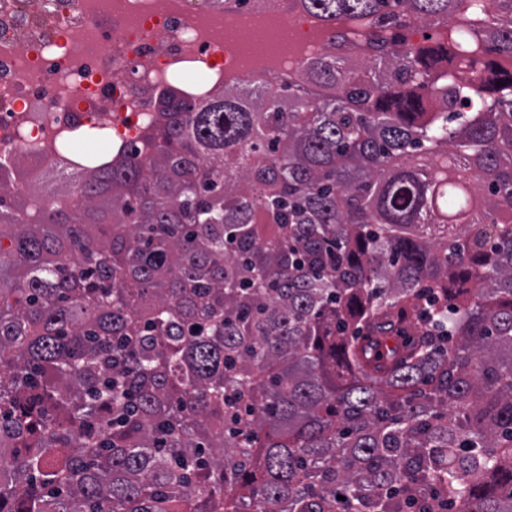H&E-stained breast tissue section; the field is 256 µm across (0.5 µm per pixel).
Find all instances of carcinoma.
<instances>
[{"label": "carcinoma", "instance_id": "1", "mask_svg": "<svg viewBox=\"0 0 512 512\" xmlns=\"http://www.w3.org/2000/svg\"><path fill=\"white\" fill-rule=\"evenodd\" d=\"M305 2L385 32L0 191V512H512V0Z\"/></svg>", "mask_w": 512, "mask_h": 512}]
</instances>
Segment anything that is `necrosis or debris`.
Here are the masks:
<instances>
[{
	"instance_id": "1",
	"label": "necrosis or debris",
	"mask_w": 512,
	"mask_h": 512,
	"mask_svg": "<svg viewBox=\"0 0 512 512\" xmlns=\"http://www.w3.org/2000/svg\"><path fill=\"white\" fill-rule=\"evenodd\" d=\"M251 19L289 33L262 68L266 80L347 51L350 24L331 37L301 0H0V163L25 174L14 190L59 166L82 170L62 143L85 133L126 151L169 89L202 102L248 83Z\"/></svg>"
}]
</instances>
